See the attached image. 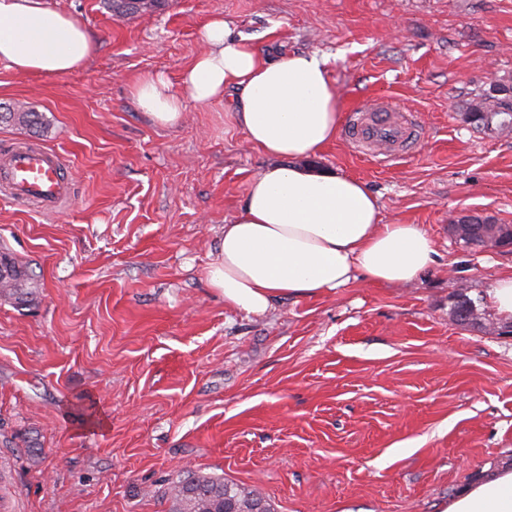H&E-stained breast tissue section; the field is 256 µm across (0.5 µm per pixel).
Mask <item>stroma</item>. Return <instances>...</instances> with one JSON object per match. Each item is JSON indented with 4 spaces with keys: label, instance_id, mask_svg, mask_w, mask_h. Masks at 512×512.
Returning <instances> with one entry per match:
<instances>
[{
    "label": "stroma",
    "instance_id": "obj_1",
    "mask_svg": "<svg viewBox=\"0 0 512 512\" xmlns=\"http://www.w3.org/2000/svg\"><path fill=\"white\" fill-rule=\"evenodd\" d=\"M96 50L64 75L0 62V147L59 153L68 205L0 194V253L28 302L0 296V512H170L186 469L257 489L275 512H443L512 469V320L485 295L512 247L457 239L454 217L512 225V135L469 101L512 77V0H162L124 18L107 0H46ZM221 17L270 58L328 60L339 110L414 114L423 138L380 161L344 135L307 165L366 182L387 224L422 225L438 263L403 287L364 279L281 298L262 315L207 279L224 226L269 160L227 102L158 125L133 84L178 82ZM484 329L449 314L459 290Z\"/></svg>",
    "mask_w": 512,
    "mask_h": 512
}]
</instances>
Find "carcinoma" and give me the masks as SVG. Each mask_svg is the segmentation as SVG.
<instances>
[{"label":"carcinoma","mask_w":512,"mask_h":512,"mask_svg":"<svg viewBox=\"0 0 512 512\" xmlns=\"http://www.w3.org/2000/svg\"><path fill=\"white\" fill-rule=\"evenodd\" d=\"M112 15L118 18L147 11L160 0H109ZM33 113L23 109L1 112L0 120L31 126ZM466 119L478 130L504 134L512 132V80L500 79L479 93L469 104ZM470 225L466 244L479 245L487 240L504 238L512 242V229L489 219L470 216L461 219ZM452 314L462 325L477 321L473 301L463 291L456 296ZM173 512H273L271 504L254 489L222 479L200 477L190 471L178 476L170 487Z\"/></svg>","instance_id":"1"}]
</instances>
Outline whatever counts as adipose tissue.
Masks as SVG:
<instances>
[{
	"label": "adipose tissue",
	"instance_id": "1",
	"mask_svg": "<svg viewBox=\"0 0 512 512\" xmlns=\"http://www.w3.org/2000/svg\"><path fill=\"white\" fill-rule=\"evenodd\" d=\"M201 37L207 48L183 70L180 89L156 73L136 81L132 93L163 126L181 119L186 101L227 100L247 142L270 160L225 225L209 269L225 303L259 314L279 298L321 296L360 276L400 286L429 270L436 249L422 227L383 223L363 180L304 165L335 140L341 121L326 59H270L221 18L208 22ZM94 51L74 16L43 0H0V61L15 70L68 74ZM444 512H512V471L466 487Z\"/></svg>",
	"mask_w": 512,
	"mask_h": 512
}]
</instances>
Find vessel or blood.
<instances>
[{"label":"vessel or blood","mask_w":512,"mask_h":512,"mask_svg":"<svg viewBox=\"0 0 512 512\" xmlns=\"http://www.w3.org/2000/svg\"><path fill=\"white\" fill-rule=\"evenodd\" d=\"M345 137L372 157L405 155L417 135L410 114L386 103L363 104L350 115ZM0 192L53 212L71 197L70 178L61 156L32 144H14L0 168Z\"/></svg>","instance_id":"1"}]
</instances>
